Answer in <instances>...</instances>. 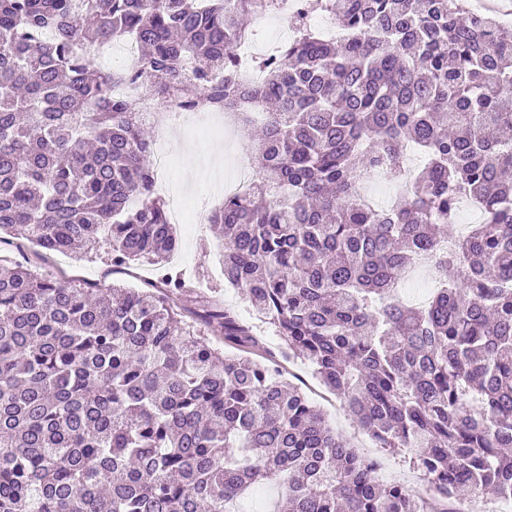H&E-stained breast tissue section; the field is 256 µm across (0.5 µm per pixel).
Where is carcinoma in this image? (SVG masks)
I'll use <instances>...</instances> for the list:
<instances>
[{"label":"carcinoma","mask_w":512,"mask_h":512,"mask_svg":"<svg viewBox=\"0 0 512 512\" xmlns=\"http://www.w3.org/2000/svg\"><path fill=\"white\" fill-rule=\"evenodd\" d=\"M280 0H0V240L112 266L179 247L135 85L161 103L262 111L258 174L209 222L224 286L283 343L169 271L144 288L0 264V512H457L512 498V27L462 0H296L294 39L236 79ZM330 11L346 37L308 24ZM115 39L142 49L105 72ZM407 192L367 203L359 177ZM484 219L448 235L460 196ZM220 336L224 347L205 332ZM302 359L425 494L378 480L276 358Z\"/></svg>","instance_id":"carcinoma-1"}]
</instances>
